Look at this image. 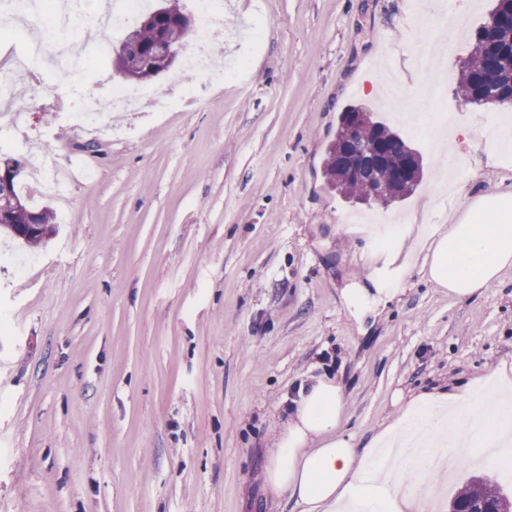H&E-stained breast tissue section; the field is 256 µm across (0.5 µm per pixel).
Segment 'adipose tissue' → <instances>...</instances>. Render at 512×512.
Wrapping results in <instances>:
<instances>
[{
  "label": "adipose tissue",
  "mask_w": 512,
  "mask_h": 512,
  "mask_svg": "<svg viewBox=\"0 0 512 512\" xmlns=\"http://www.w3.org/2000/svg\"><path fill=\"white\" fill-rule=\"evenodd\" d=\"M425 244L422 264H415L416 245ZM375 267L374 291L346 289L347 307L362 312L373 296L400 293L407 276L425 277L463 301L482 295L512 268V190L497 187L480 194L468 218L429 234L406 225L387 230L385 242L369 256ZM496 387L478 400L469 390L430 392L412 397L395 393L399 421L361 445L344 427L347 387L332 369H322L301 383L292 418L265 472V482L292 512H424L417 493L404 491L405 469L380 462L381 449L408 442L417 425L419 445L444 449L461 443L490 448L512 442V370L499 365Z\"/></svg>",
  "instance_id": "ef3b65f1"
}]
</instances>
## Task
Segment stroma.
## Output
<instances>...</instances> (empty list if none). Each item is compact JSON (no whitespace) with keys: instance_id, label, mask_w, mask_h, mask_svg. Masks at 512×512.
I'll use <instances>...</instances> for the list:
<instances>
[{"instance_id":"stroma-1","label":"stroma","mask_w":512,"mask_h":512,"mask_svg":"<svg viewBox=\"0 0 512 512\" xmlns=\"http://www.w3.org/2000/svg\"><path fill=\"white\" fill-rule=\"evenodd\" d=\"M495 0H224V20L259 25L246 72L181 65L168 112H114L125 135L68 124L62 85L14 84L0 109V159L54 215L40 246L0 241V512H290L264 473L295 386L329 358L347 386L346 426L367 440L411 396L494 387L512 366V270L468 301L413 273L362 316L383 221L454 223L457 184L512 186V107H462L457 69ZM444 8L453 68L419 67L417 37ZM394 69L406 118L372 88ZM368 108L422 156L414 193L364 204L330 191L326 149L341 111ZM495 165H485L488 151ZM70 173L68 204L37 185L44 152ZM480 461L424 472L427 512H448Z\"/></svg>"}]
</instances>
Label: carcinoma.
Instances as JSON below:
<instances>
[{
    "mask_svg": "<svg viewBox=\"0 0 512 512\" xmlns=\"http://www.w3.org/2000/svg\"><path fill=\"white\" fill-rule=\"evenodd\" d=\"M164 9L163 18L145 25H133L138 30L139 43L149 44L166 38L181 46L192 35L194 28L188 26L179 0H166ZM490 15L501 20L504 26H509L512 23V0H497ZM510 50L512 44L502 36L489 33L482 26L475 31L470 55L460 66L455 89L462 105L498 104L512 95V68L505 64L503 57V53ZM355 112L366 113L368 109L359 105L346 107L339 117L336 139L327 149L324 175L329 188L338 191L344 198L368 204L374 201L388 205L411 194L421 179L398 182L393 178L399 157L397 147L405 145L404 140L385 124L374 121L369 136L391 142L393 146L387 150V157L382 162L366 155L361 145H353L345 138L348 118ZM378 181L384 182L385 188L373 198L367 193V187ZM461 501L502 506L506 512H512V497L505 495L487 475L477 476L463 487L454 499L456 503Z\"/></svg>",
    "mask_w": 512,
    "mask_h": 512,
    "instance_id": "1",
    "label": "carcinoma"
}]
</instances>
